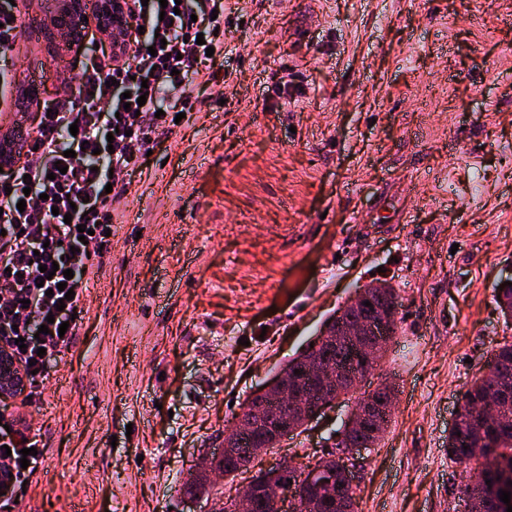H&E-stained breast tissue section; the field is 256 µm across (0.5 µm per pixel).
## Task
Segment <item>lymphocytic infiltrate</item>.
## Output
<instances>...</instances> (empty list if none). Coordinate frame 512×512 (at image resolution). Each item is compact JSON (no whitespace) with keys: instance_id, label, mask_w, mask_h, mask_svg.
I'll list each match as a JSON object with an SVG mask.
<instances>
[{"instance_id":"obj_1","label":"lymphocytic infiltrate","mask_w":512,"mask_h":512,"mask_svg":"<svg viewBox=\"0 0 512 512\" xmlns=\"http://www.w3.org/2000/svg\"><path fill=\"white\" fill-rule=\"evenodd\" d=\"M132 3V25L140 30L136 51L106 72L86 59L74 80H62L51 114L39 117L35 149L19 169L0 172V348L21 367L29 401L77 334L90 281L112 249L106 231L119 217L150 142L168 134L176 115L197 106L191 86L223 54L219 30L225 16L238 12L232 0H181L176 8L161 7L159 0ZM81 224L89 231L84 241ZM52 264L58 272L42 279L41 266ZM61 282L73 288L72 300H64ZM38 445L30 427L0 413V471L12 480L0 505L18 497L39 462L33 456L21 465V449Z\"/></svg>"}]
</instances>
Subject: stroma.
I'll return each mask as SVG.
<instances>
[{
    "label": "stroma",
    "mask_w": 512,
    "mask_h": 512,
    "mask_svg": "<svg viewBox=\"0 0 512 512\" xmlns=\"http://www.w3.org/2000/svg\"><path fill=\"white\" fill-rule=\"evenodd\" d=\"M222 88L132 179L77 335L41 395L9 399L43 450L14 512H210L183 488L245 402L380 271L398 330L362 383L397 389L358 512H462L448 457L462 398L512 341V0H239ZM15 82L54 99L38 5ZM286 96L268 89L280 78ZM354 403L275 458L304 469Z\"/></svg>",
    "instance_id": "obj_1"
}]
</instances>
